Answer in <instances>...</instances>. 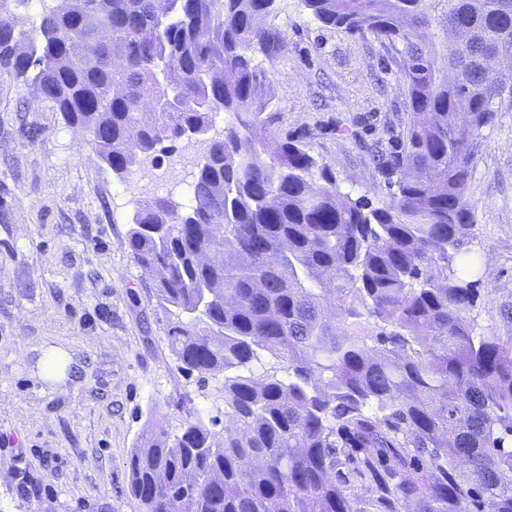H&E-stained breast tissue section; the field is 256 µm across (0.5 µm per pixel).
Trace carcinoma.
<instances>
[{"mask_svg":"<svg viewBox=\"0 0 512 512\" xmlns=\"http://www.w3.org/2000/svg\"><path fill=\"white\" fill-rule=\"evenodd\" d=\"M28 2L0 0V71L84 128L113 172L206 132L189 211L136 200L127 246L178 368L224 373L228 424L178 402V433L142 435L139 512H512V336L475 333L465 261L482 129L512 112V68L487 71L512 59V0H304L398 56L411 116L378 208L330 175L313 184L304 145L273 128L250 52L279 50L275 0H40L21 51ZM263 354L277 365L242 374Z\"/></svg>","mask_w":512,"mask_h":512,"instance_id":"cac0c4a2","label":"carcinoma"}]
</instances>
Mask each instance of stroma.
Listing matches in <instances>:
<instances>
[{"label":"stroma","instance_id":"35a3bbf8","mask_svg":"<svg viewBox=\"0 0 512 512\" xmlns=\"http://www.w3.org/2000/svg\"><path fill=\"white\" fill-rule=\"evenodd\" d=\"M267 25L281 49L252 59L272 80L275 130L300 138L342 195L385 206L392 177L366 148L395 150L408 117L393 50L323 25L304 0H276ZM482 134L466 188L475 330L512 336V112ZM146 194L34 86L0 73V512H138L128 459L156 420L179 428L181 395L224 430L223 374L203 384L178 369L126 246ZM54 348L68 361L59 381L42 374Z\"/></svg>","mask_w":512,"mask_h":512}]
</instances>
